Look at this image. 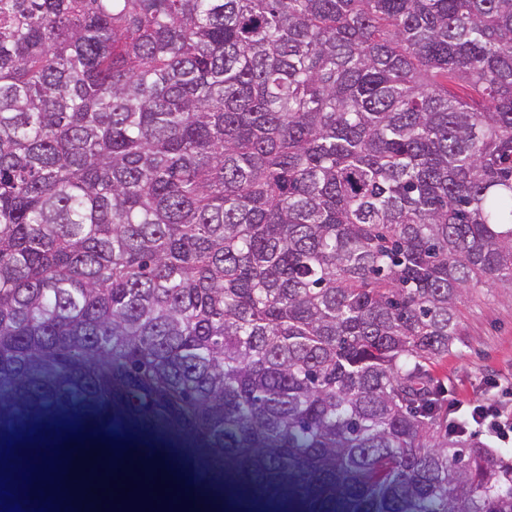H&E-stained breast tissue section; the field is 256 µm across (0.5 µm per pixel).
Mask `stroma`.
<instances>
[{
	"label": "stroma",
	"instance_id": "stroma-1",
	"mask_svg": "<svg viewBox=\"0 0 512 512\" xmlns=\"http://www.w3.org/2000/svg\"><path fill=\"white\" fill-rule=\"evenodd\" d=\"M462 344L430 372L447 403L512 405V287L476 285L458 305Z\"/></svg>",
	"mask_w": 512,
	"mask_h": 512
}]
</instances>
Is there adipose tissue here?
I'll use <instances>...</instances> for the list:
<instances>
[{
  "label": "adipose tissue",
  "instance_id": "ef3b65f1",
  "mask_svg": "<svg viewBox=\"0 0 512 512\" xmlns=\"http://www.w3.org/2000/svg\"><path fill=\"white\" fill-rule=\"evenodd\" d=\"M69 492L81 502V512H158L163 502L176 495L157 471L147 469L130 457L112 471L110 485L97 496H87L74 485Z\"/></svg>",
  "mask_w": 512,
  "mask_h": 512
}]
</instances>
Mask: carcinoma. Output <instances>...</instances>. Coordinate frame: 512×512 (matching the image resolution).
<instances>
[{"label":"carcinoma","instance_id":"cac0c4a2","mask_svg":"<svg viewBox=\"0 0 512 512\" xmlns=\"http://www.w3.org/2000/svg\"><path fill=\"white\" fill-rule=\"evenodd\" d=\"M505 282L512 0H0V445L131 433L265 512H512L429 371Z\"/></svg>","mask_w":512,"mask_h":512}]
</instances>
